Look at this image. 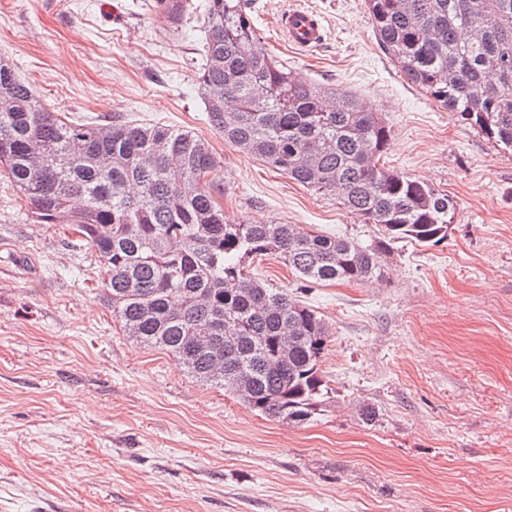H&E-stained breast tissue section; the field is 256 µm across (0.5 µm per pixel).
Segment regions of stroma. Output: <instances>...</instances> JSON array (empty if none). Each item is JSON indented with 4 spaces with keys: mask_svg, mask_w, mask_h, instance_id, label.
Wrapping results in <instances>:
<instances>
[{
    "mask_svg": "<svg viewBox=\"0 0 512 512\" xmlns=\"http://www.w3.org/2000/svg\"><path fill=\"white\" fill-rule=\"evenodd\" d=\"M147 2L0 0V56L47 109L206 140L231 222L378 241V226L209 124L204 0L177 25ZM304 2L327 33L307 53L275 28L292 0H252L266 50L381 114L380 165L453 200L447 238L391 242L383 279L363 282L247 261L329 329V398L294 423L126 336L96 253L66 225L34 221L0 176V512H512V152L406 78L364 0Z\"/></svg>",
    "mask_w": 512,
    "mask_h": 512,
    "instance_id": "obj_1",
    "label": "stroma"
}]
</instances>
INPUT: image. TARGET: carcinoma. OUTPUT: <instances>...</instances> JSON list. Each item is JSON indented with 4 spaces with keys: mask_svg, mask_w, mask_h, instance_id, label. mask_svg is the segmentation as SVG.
I'll list each match as a JSON object with an SVG mask.
<instances>
[{
    "mask_svg": "<svg viewBox=\"0 0 512 512\" xmlns=\"http://www.w3.org/2000/svg\"><path fill=\"white\" fill-rule=\"evenodd\" d=\"M187 0H152L179 22ZM252 0H207L201 95L224 140L380 227L362 246L296 224H233L219 161L189 131L80 123L47 111L0 58V170L42 224H70L106 273L112 315L137 343L262 415L305 422L328 395L317 312L245 271L275 256L311 282L384 276L388 242L437 243L448 195L377 167L390 128L358 97L306 82L263 47ZM406 77L512 151V0H365Z\"/></svg>",
    "mask_w": 512,
    "mask_h": 512,
    "instance_id": "carcinoma-1",
    "label": "carcinoma"
}]
</instances>
